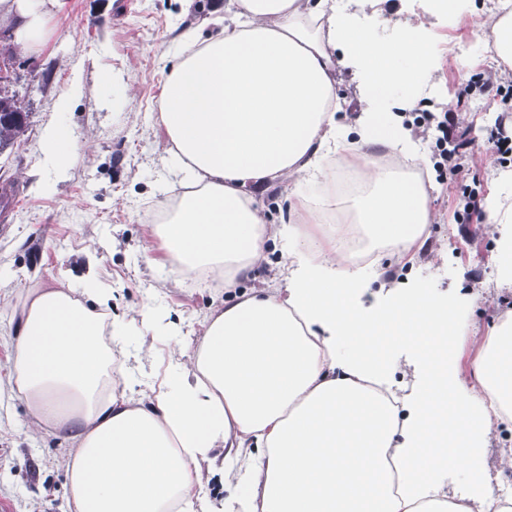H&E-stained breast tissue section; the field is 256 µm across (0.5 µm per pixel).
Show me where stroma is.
Here are the masks:
<instances>
[{
  "mask_svg": "<svg viewBox=\"0 0 512 512\" xmlns=\"http://www.w3.org/2000/svg\"><path fill=\"white\" fill-rule=\"evenodd\" d=\"M503 0H470L471 16L448 21L425 7V0H343L340 9L364 25L387 34L388 21L417 18L431 33L439 69L414 93L406 121L416 113L452 110L456 126L472 141L464 184L480 197L498 195L512 202V185L500 173L512 170V152L495 151L489 137L502 129L512 138V121H501L512 106V64L479 53H447L463 39H480L472 15L498 14ZM227 0H61L45 18V38L22 46L13 89L28 114L27 130L0 153V187H13L9 209H0V501L12 512H70L66 487L68 441L29 427L25 403L8 389L16 313L29 289L52 285L59 272L72 279L92 272L119 295L117 311L134 315L144 306L167 315L173 337L158 338L148 357L126 358L135 389L159 380L170 359V341L193 351L202 322L222 305L223 289L201 283L180 285L156 280L148 261L161 258L159 242L146 226L156 200L180 173L169 159V143L158 121L167 50L183 29L204 26L215 7ZM110 73L103 82L102 73ZM501 76L502 95L483 91L478 80ZM70 101L60 112V98ZM66 125L75 153L56 165L48 155L46 133ZM430 169L435 221L426 252L410 262L384 255L380 276H367L357 294L367 309L383 301L386 286L407 292L429 285L454 296L475 335L512 313V286L502 283L493 225L456 223L462 193L441 176L434 140H419ZM282 247H270L266 261L236 292L284 285Z\"/></svg>",
  "mask_w": 512,
  "mask_h": 512,
  "instance_id": "1",
  "label": "stroma"
}]
</instances>
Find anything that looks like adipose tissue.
<instances>
[{
	"mask_svg": "<svg viewBox=\"0 0 512 512\" xmlns=\"http://www.w3.org/2000/svg\"><path fill=\"white\" fill-rule=\"evenodd\" d=\"M235 17L201 38L183 30L159 121L181 178L148 234L163 249L164 280L223 285L230 299L202 324L192 354L173 347L149 395L118 389L127 340L159 336L153 308L126 319L90 278L28 293L18 312L12 391L32 426L69 441L73 512H209L204 468L224 469V512H512L487 467L496 421L512 420V315L470 339L463 313L421 287L383 309L356 301L362 269L345 248L417 258L433 222L413 177L422 159L395 88L432 73L434 48L412 20L393 38L330 11L328 0H232ZM59 0H0V22L31 38ZM359 78L358 139L336 119L341 68ZM293 179L297 194L279 238L283 288L235 294L266 258L270 237L255 193ZM503 280L512 283V207L487 198ZM410 349L417 382L397 397L391 351ZM464 474V491L448 478Z\"/></svg>",
	"mask_w": 512,
	"mask_h": 512,
	"instance_id": "adipose-tissue-1",
	"label": "adipose tissue"
}]
</instances>
